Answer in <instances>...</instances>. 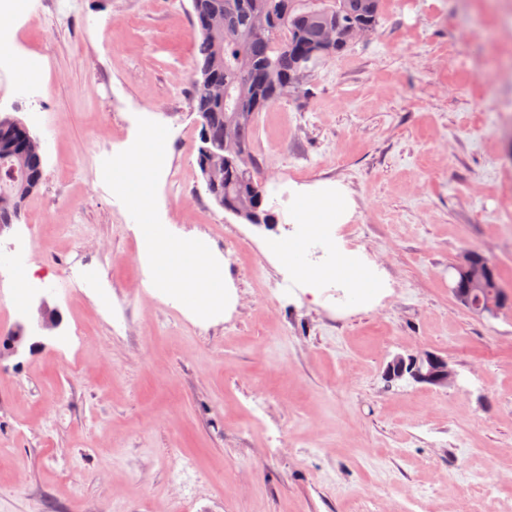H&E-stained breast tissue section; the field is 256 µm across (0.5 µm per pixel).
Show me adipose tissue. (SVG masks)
<instances>
[{
  "mask_svg": "<svg viewBox=\"0 0 512 512\" xmlns=\"http://www.w3.org/2000/svg\"><path fill=\"white\" fill-rule=\"evenodd\" d=\"M348 212L345 194L336 190L309 198L302 209V221L320 231L328 224L345 223ZM142 230L147 239L148 261L157 273L155 284L158 288L189 301L197 312L203 314L223 308V271L214 260L158 225L146 224ZM278 259L283 266L308 282L345 278L355 285L363 280L358 260L342 249L335 252L331 261L318 267L304 263L294 245L280 249Z\"/></svg>",
  "mask_w": 512,
  "mask_h": 512,
  "instance_id": "adipose-tissue-1",
  "label": "adipose tissue"
}]
</instances>
